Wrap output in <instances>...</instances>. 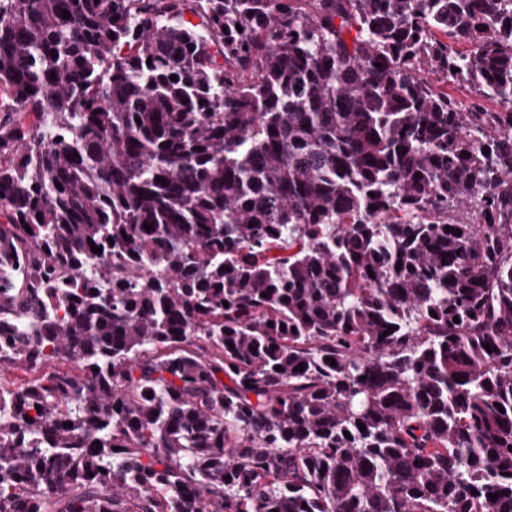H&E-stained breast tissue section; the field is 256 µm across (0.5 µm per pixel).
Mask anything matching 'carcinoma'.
Returning <instances> with one entry per match:
<instances>
[{
  "label": "carcinoma",
  "mask_w": 512,
  "mask_h": 512,
  "mask_svg": "<svg viewBox=\"0 0 512 512\" xmlns=\"http://www.w3.org/2000/svg\"><path fill=\"white\" fill-rule=\"evenodd\" d=\"M0 512H512V0H0Z\"/></svg>",
  "instance_id": "cac0c4a2"
}]
</instances>
